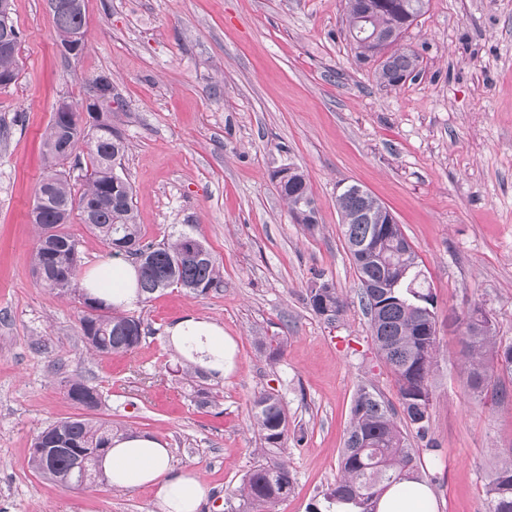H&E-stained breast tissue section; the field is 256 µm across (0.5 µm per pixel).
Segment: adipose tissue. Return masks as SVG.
Returning a JSON list of instances; mask_svg holds the SVG:
<instances>
[{"mask_svg": "<svg viewBox=\"0 0 512 512\" xmlns=\"http://www.w3.org/2000/svg\"><path fill=\"white\" fill-rule=\"evenodd\" d=\"M135 277L132 266L108 259L85 273L81 283L107 303L129 306L137 299ZM167 336L178 352L209 372L221 375L232 367L231 341L222 325L188 316L170 326ZM101 467L113 487L153 488L159 512H199L207 498L205 483L193 472L176 470L165 442L153 435L113 438ZM377 512H434L433 495L426 483L402 482L381 496Z\"/></svg>", "mask_w": 512, "mask_h": 512, "instance_id": "obj_1", "label": "adipose tissue"}]
</instances>
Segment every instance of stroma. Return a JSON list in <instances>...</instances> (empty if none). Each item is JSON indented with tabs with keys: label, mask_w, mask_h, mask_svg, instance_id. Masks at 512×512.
<instances>
[{
	"label": "stroma",
	"mask_w": 512,
	"mask_h": 512,
	"mask_svg": "<svg viewBox=\"0 0 512 512\" xmlns=\"http://www.w3.org/2000/svg\"><path fill=\"white\" fill-rule=\"evenodd\" d=\"M87 48L58 49L47 0H13L15 83L0 89V512H157L148 487L95 478L71 488L29 464L36 435L78 409L64 382L102 394L100 418L166 442L173 464L209 488L201 512H224L261 463L251 424L261 392L288 409L293 493L276 512H312L339 478L359 386L399 407L379 357L336 198L356 184L396 217L435 295L438 346L426 439L410 437L436 512H489L496 468L512 458V399L469 395L448 317L473 305L512 341V0H428L403 34L417 74L395 87L361 63L342 0H84ZM112 76L124 174L146 239L192 228L224 272L219 293L180 288L137 306L151 330L130 355L99 357L78 329L81 306L44 288L29 216L41 179L40 136L59 101ZM307 176L319 227L296 224L271 174ZM332 281L339 322L314 314L306 289ZM220 323L234 343L216 409H200L173 369L166 329ZM259 336H284L270 363Z\"/></svg>",
	"instance_id": "1"
}]
</instances>
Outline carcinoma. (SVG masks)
Here are the masks:
<instances>
[{"instance_id":"cac0c4a2","label":"carcinoma","mask_w":512,"mask_h":512,"mask_svg":"<svg viewBox=\"0 0 512 512\" xmlns=\"http://www.w3.org/2000/svg\"><path fill=\"white\" fill-rule=\"evenodd\" d=\"M348 29L366 27V34L353 41L356 58L376 64L379 79L397 86L419 66L418 56L399 46L393 29L410 27L422 15L426 0H344ZM59 35L88 23L86 17L61 12L54 16ZM71 112H55L42 136L45 174L36 197L41 199L39 237L33 253L35 272L45 288L59 296H70L81 305L79 333L87 346L101 357L134 352L148 334L134 312L92 296L79 282L78 242L64 231L73 213L110 249V256H123L136 271L138 302L146 303L168 288H182L205 295L224 288L220 264L206 241L183 232L162 243L147 242L137 223L133 187L123 176L126 142L112 124V113L92 116L84 122L79 105ZM74 159V168L84 171L85 188L75 196L71 174L61 166ZM288 203L296 223L309 232L302 213L314 203L307 177L298 169L286 182L275 184ZM337 206L346 245L367 242L365 260L351 256L358 278L371 282L397 280L401 271L420 274L418 255L400 225L388 235L375 234L385 221L384 205L364 191L342 192ZM360 302L370 324L377 352L396 376L403 418L366 386L360 387L351 407L350 424L340 456L341 476L323 495L325 508L348 504L356 512H375V503L393 483L418 478L415 450L407 443V431L427 436L431 396L429 377L437 350V337L426 333L435 320L434 297L428 288H411L407 280L399 288H361ZM307 304L327 323L339 321L344 300L333 282L317 278L307 289ZM466 373L465 387L480 398L509 397L495 371L512 377V343L499 340L486 311L475 306L462 313L457 327ZM256 343L272 362L283 355L285 336H258ZM191 388V398L200 408L219 404L220 395L201 382L204 373L190 363L179 369ZM68 399L83 415L58 420L34 439L29 463L39 475L66 482L73 460L84 462L83 478L97 474L98 460L113 436L124 427L95 417L101 407L98 389L81 379L69 381ZM253 425L261 440L264 463L247 473L237 500L227 502L225 512H273L274 506L294 491L288 465L281 460L288 436V414L282 398L264 392L253 401ZM491 512H512V460L497 472L487 489Z\"/></svg>"}]
</instances>
